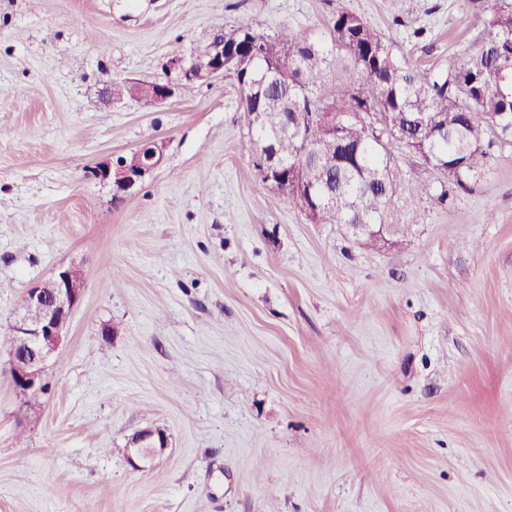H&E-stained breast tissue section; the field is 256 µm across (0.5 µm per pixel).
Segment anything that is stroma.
I'll return each instance as SVG.
<instances>
[{
    "mask_svg": "<svg viewBox=\"0 0 512 512\" xmlns=\"http://www.w3.org/2000/svg\"><path fill=\"white\" fill-rule=\"evenodd\" d=\"M339 10L424 69L476 47L470 0H0V335L85 269L47 392L0 372V512H512V135L376 250L257 191L232 75L168 67ZM125 80L176 90L108 102ZM148 142L114 204L94 168ZM133 448H129L128 462L133 467L141 468L136 459L139 461L154 459L159 451L168 447V436L162 430L146 429L137 433L131 440Z\"/></svg>",
    "mask_w": 512,
    "mask_h": 512,
    "instance_id": "1",
    "label": "stroma"
}]
</instances>
